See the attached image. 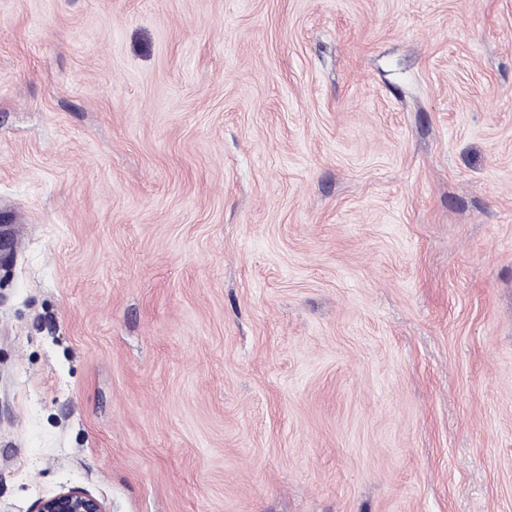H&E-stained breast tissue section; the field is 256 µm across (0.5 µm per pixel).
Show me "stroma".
<instances>
[{
  "label": "stroma",
  "mask_w": 512,
  "mask_h": 512,
  "mask_svg": "<svg viewBox=\"0 0 512 512\" xmlns=\"http://www.w3.org/2000/svg\"><path fill=\"white\" fill-rule=\"evenodd\" d=\"M0 512H512V0H0ZM34 512H106L103 503L78 487L63 489L38 501Z\"/></svg>",
  "instance_id": "obj_1"
}]
</instances>
